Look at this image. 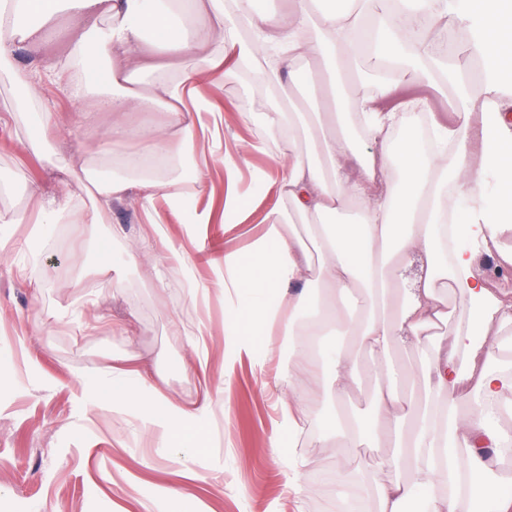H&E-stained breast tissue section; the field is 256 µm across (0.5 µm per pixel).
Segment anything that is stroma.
I'll return each mask as SVG.
<instances>
[{
  "label": "stroma",
  "mask_w": 512,
  "mask_h": 512,
  "mask_svg": "<svg viewBox=\"0 0 512 512\" xmlns=\"http://www.w3.org/2000/svg\"><path fill=\"white\" fill-rule=\"evenodd\" d=\"M259 82L249 101L231 85L203 89L223 102L224 123L242 142L256 134L242 109L264 112L277 97L300 93L284 71ZM18 95L0 80V174L31 169L51 195L68 189L59 160L84 164L101 178L110 174L105 134L115 113H102L97 129L85 130L68 92L44 85L34 107L57 113L60 130L52 157L40 162L26 147L31 118L15 111ZM410 97L423 98L443 123L453 111L452 97L426 84L398 88L380 105L389 109ZM207 176L209 188L196 204L212 207L213 217L201 236L170 217L164 200L155 202L169 241L192 264L190 289L189 279L176 274L166 288L155 286L154 270L168 266L166 243L129 260L125 243L153 235L136 200L113 204L106 223L59 224L42 239L30 238V225L0 223V512H141L148 498L162 512H336L327 489L314 482L319 470L335 468L332 451L300 467L308 489L301 502L269 446L277 418L275 370L245 360L232 375L224 373V296L217 281L225 252L248 254L259 227L253 216L225 228L221 158L211 161ZM119 277L124 287H114ZM196 290L207 293V304H193ZM197 319L208 326L204 374L189 369L192 338L180 330ZM116 324L127 334L113 332ZM125 351L135 352L152 381L180 402L208 396L212 413L193 461L171 459L121 400L100 399L104 367ZM170 488L189 494L171 504Z\"/></svg>",
  "instance_id": "35a3bbf8"
}]
</instances>
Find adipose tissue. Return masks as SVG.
Wrapping results in <instances>:
<instances>
[{"instance_id": "ef3b65f1", "label": "adipose tissue", "mask_w": 512, "mask_h": 512, "mask_svg": "<svg viewBox=\"0 0 512 512\" xmlns=\"http://www.w3.org/2000/svg\"><path fill=\"white\" fill-rule=\"evenodd\" d=\"M77 19L72 30L53 24L59 14ZM428 25L470 23V49L481 63L479 87L461 74L439 71L429 43L417 34ZM63 40L65 63L49 78L80 105L79 124L95 126L104 112L159 111L161 125L116 122L107 132L116 175L93 180L86 168L59 167L70 189L42 196L29 179L38 207L31 213L0 212L1 224H100L113 203L136 193L144 212L157 195L182 223L207 224L210 210L194 195L207 188L208 156L224 157V221L244 223L249 196H275L261 220L250 262L224 255L221 291L224 357L234 366L253 355L252 332L267 338L263 358H276L275 337L292 351L277 374L282 389L279 419L269 438L278 459L284 437L320 452L336 451L335 494L362 486L372 470L355 468L360 448L371 449L380 483L376 512H512L502 484L512 481L503 464L512 457V362H502L501 339L512 334V300L491 288L477 258L497 253L512 264L504 241L512 236V97L499 77L512 71V0H292L287 20L262 15L253 0H0V76L25 88L17 109L35 99L42 76L23 69L15 52L34 42ZM373 52L372 81H358L350 104L376 150L353 151L343 123L340 95L309 99L311 121L300 124L298 104L247 112L255 140L225 151L224 108L202 96L201 85L218 80L251 93L250 78L262 70L294 68L321 58L341 83L344 57ZM194 51L192 70L176 60ZM451 82L458 107L450 124L427 121L412 100L381 109V99L419 83ZM252 153L266 155L281 175L239 172ZM95 186L92 207L80 206ZM358 209L357 219L338 223ZM424 261L412 287L401 270L411 253ZM342 343L324 345V326ZM411 342L424 350L421 369L380 374L392 349ZM372 361L370 412L339 411L356 382L360 353ZM113 394L143 411V428L161 433L171 457L197 453L187 428L201 430L207 406L171 399L145 374L135 353L113 358L103 371ZM336 412L316 429V405Z\"/></svg>"}]
</instances>
